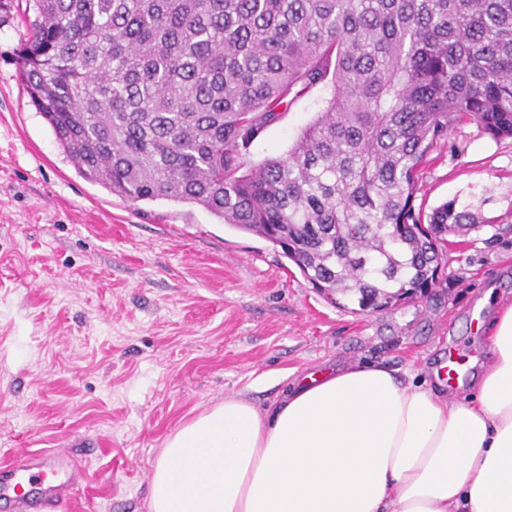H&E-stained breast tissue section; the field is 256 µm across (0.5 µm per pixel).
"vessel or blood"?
<instances>
[{
    "instance_id": "b4317fda",
    "label": "vessel or blood",
    "mask_w": 512,
    "mask_h": 512,
    "mask_svg": "<svg viewBox=\"0 0 512 512\" xmlns=\"http://www.w3.org/2000/svg\"><path fill=\"white\" fill-rule=\"evenodd\" d=\"M85 477L84 466L71 456L19 455L0 466V512H54L73 498Z\"/></svg>"
}]
</instances>
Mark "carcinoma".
Segmentation results:
<instances>
[{
	"instance_id": "1",
	"label": "carcinoma",
	"mask_w": 512,
	"mask_h": 512,
	"mask_svg": "<svg viewBox=\"0 0 512 512\" xmlns=\"http://www.w3.org/2000/svg\"><path fill=\"white\" fill-rule=\"evenodd\" d=\"M31 2L20 78L85 179L200 205L361 313L426 296L445 235L475 227L455 199L413 204L448 130L512 138V0ZM315 89L288 153L250 165Z\"/></svg>"
}]
</instances>
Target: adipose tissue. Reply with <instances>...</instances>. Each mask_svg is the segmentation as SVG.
Instances as JSON below:
<instances>
[{"label":"adipose tissue","instance_id":"adipose-tissue-1","mask_svg":"<svg viewBox=\"0 0 512 512\" xmlns=\"http://www.w3.org/2000/svg\"><path fill=\"white\" fill-rule=\"evenodd\" d=\"M487 333L460 400L361 363L226 395L166 437L149 512H512V302Z\"/></svg>","mask_w":512,"mask_h":512}]
</instances>
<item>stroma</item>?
<instances>
[{
  "label": "stroma",
  "mask_w": 512,
  "mask_h": 512,
  "mask_svg": "<svg viewBox=\"0 0 512 512\" xmlns=\"http://www.w3.org/2000/svg\"><path fill=\"white\" fill-rule=\"evenodd\" d=\"M27 6L0 10V464L69 450L87 477L57 512H148L165 435L227 394L263 408L291 372L380 362L428 378L452 354L487 361L475 324L512 300L511 138L449 129L414 205L458 199L478 228L448 234L429 297L353 313L201 206L132 203L84 179L18 76ZM320 108L318 93L299 99L250 163L286 155Z\"/></svg>",
  "instance_id": "35a3bbf8"
}]
</instances>
